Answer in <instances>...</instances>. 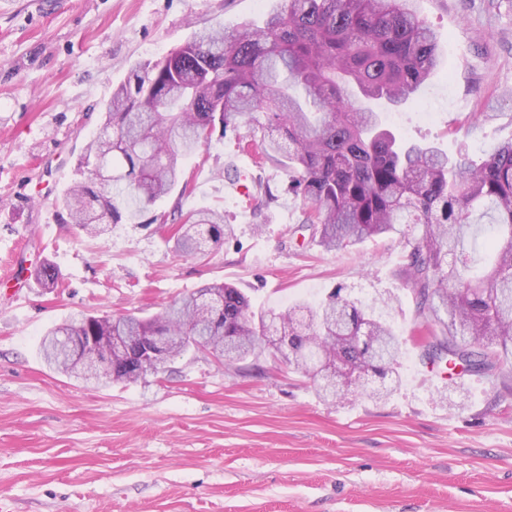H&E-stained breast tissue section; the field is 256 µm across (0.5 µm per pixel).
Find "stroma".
Masks as SVG:
<instances>
[{"label":"stroma","mask_w":512,"mask_h":512,"mask_svg":"<svg viewBox=\"0 0 512 512\" xmlns=\"http://www.w3.org/2000/svg\"><path fill=\"white\" fill-rule=\"evenodd\" d=\"M278 0H0V503L8 512H512V372L439 384L413 336L402 270L418 227L326 252L303 227L287 168L247 128L214 131L185 165L190 190L100 238L68 224L62 197L137 64L203 26L262 23ZM442 64L382 120L396 136L479 160L512 140V0H418ZM245 176L248 195L233 189ZM214 209L234 234L178 255L158 216ZM52 265V288L39 273ZM254 308L340 290L391 298L405 340L400 383L331 402L271 353L168 359L135 383L96 388L40 354L83 315L159 314L207 283Z\"/></svg>","instance_id":"1"}]
</instances>
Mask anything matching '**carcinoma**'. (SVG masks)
I'll return each instance as SVG.
<instances>
[{
	"mask_svg": "<svg viewBox=\"0 0 512 512\" xmlns=\"http://www.w3.org/2000/svg\"><path fill=\"white\" fill-rule=\"evenodd\" d=\"M439 64L437 35L412 0H280L260 25L196 30L112 91L63 207L92 236L107 231L108 214L114 224L134 221L176 185L187 190L184 163L216 127L246 126L268 159H287L289 189L305 202V223L324 250L421 225L404 274L426 358L477 375L502 372L512 363V141L480 162L450 158L400 140L362 106L406 104ZM487 214L489 224L476 223ZM161 223L174 225L182 256L234 233L223 214L185 213L179 202ZM205 294L222 296L224 309L200 311ZM388 306H363L337 290L315 305L257 313L240 290L206 284L153 319L105 315L96 324L115 336H181L177 354L201 345L217 358L251 354L266 325L279 324L288 341L282 357L296 370L316 377L315 357L326 356L383 378L398 374L403 345ZM85 334L77 321L49 330L44 360L54 365L53 337ZM141 378L127 359L112 363L113 380Z\"/></svg>",
	"mask_w": 512,
	"mask_h": 512,
	"instance_id": "1",
	"label": "carcinoma"
}]
</instances>
